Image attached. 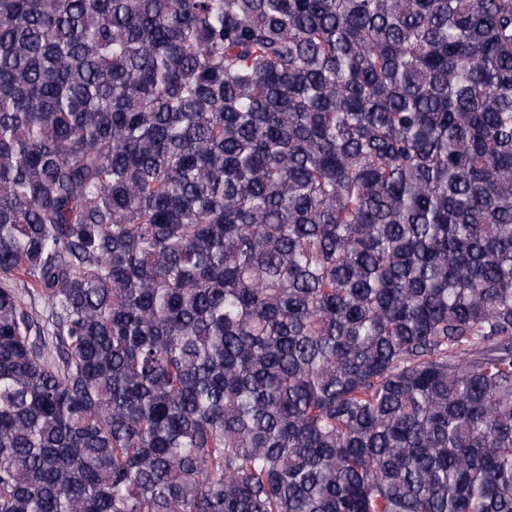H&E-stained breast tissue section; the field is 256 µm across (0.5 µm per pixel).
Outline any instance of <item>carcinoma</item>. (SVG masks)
Instances as JSON below:
<instances>
[{
	"instance_id": "1",
	"label": "carcinoma",
	"mask_w": 512,
	"mask_h": 512,
	"mask_svg": "<svg viewBox=\"0 0 512 512\" xmlns=\"http://www.w3.org/2000/svg\"><path fill=\"white\" fill-rule=\"evenodd\" d=\"M0 512H512V0H0Z\"/></svg>"
}]
</instances>
